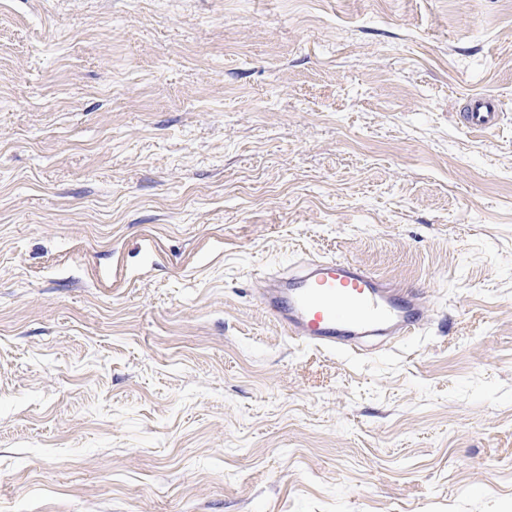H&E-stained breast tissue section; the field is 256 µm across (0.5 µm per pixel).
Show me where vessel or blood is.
I'll return each mask as SVG.
<instances>
[{"label":"vessel or blood","instance_id":"1","mask_svg":"<svg viewBox=\"0 0 512 512\" xmlns=\"http://www.w3.org/2000/svg\"><path fill=\"white\" fill-rule=\"evenodd\" d=\"M501 116L495 97L477 93L465 103L466 128L494 132ZM258 302L289 337L350 355L364 337L402 340L420 333L428 320L420 292L341 257L303 259L288 276L272 277Z\"/></svg>","mask_w":512,"mask_h":512}]
</instances>
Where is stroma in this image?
I'll return each instance as SVG.
<instances>
[{"instance_id": "35a3bbf8", "label": "stroma", "mask_w": 512, "mask_h": 512, "mask_svg": "<svg viewBox=\"0 0 512 512\" xmlns=\"http://www.w3.org/2000/svg\"><path fill=\"white\" fill-rule=\"evenodd\" d=\"M312 255L426 328L289 338ZM0 512H512V0H0ZM501 116V105L495 97L477 93L466 100L463 119L468 129L492 133L498 129Z\"/></svg>"}]
</instances>
